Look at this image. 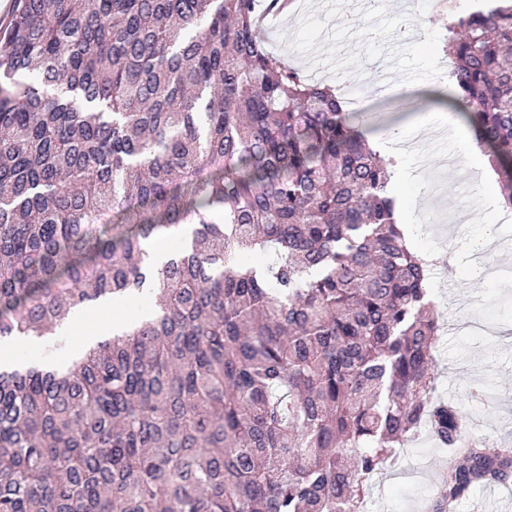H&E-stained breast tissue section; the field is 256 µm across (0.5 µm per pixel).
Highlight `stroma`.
Returning <instances> with one entry per match:
<instances>
[{
    "label": "stroma",
    "mask_w": 512,
    "mask_h": 512,
    "mask_svg": "<svg viewBox=\"0 0 512 512\" xmlns=\"http://www.w3.org/2000/svg\"><path fill=\"white\" fill-rule=\"evenodd\" d=\"M440 0H404L414 18L411 44L389 50L404 13H374L370 0H303L299 10L264 23L261 33L272 55L307 77L326 82L337 71L374 68L382 51H390L395 72L424 86L412 98L395 104L378 103L374 131H417L427 116L446 115V93L434 89L433 76L444 58L448 10ZM438 179L406 178L401 195L413 222V240L421 251L447 253L452 266L436 265L431 278L432 298L444 326L435 350L439 398L456 402L463 425L474 436L512 448V214L495 219L496 242L489 253L476 256L471 243L485 230L482 220L466 226L450 223L454 203L445 202ZM488 263L491 276L472 282L476 262ZM482 381L488 403L469 402L473 381ZM446 449L419 436L398 463L372 486L369 512H426L437 492V478L447 465Z\"/></svg>",
    "instance_id": "35a3bbf8"
}]
</instances>
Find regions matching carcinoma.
<instances>
[{"mask_svg": "<svg viewBox=\"0 0 512 512\" xmlns=\"http://www.w3.org/2000/svg\"><path fill=\"white\" fill-rule=\"evenodd\" d=\"M0 35V343L147 294L65 366L0 367V512H365L421 426L429 512L512 478L433 399L439 313L335 90L273 62L258 0H17ZM512 209V3L448 23ZM176 248L145 261L160 239Z\"/></svg>", "mask_w": 512, "mask_h": 512, "instance_id": "obj_1", "label": "carcinoma"}]
</instances>
